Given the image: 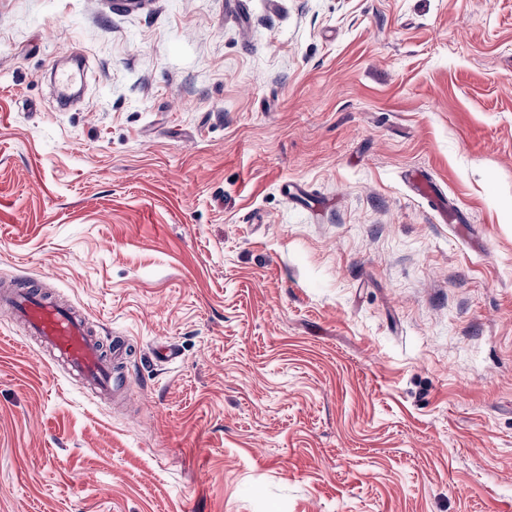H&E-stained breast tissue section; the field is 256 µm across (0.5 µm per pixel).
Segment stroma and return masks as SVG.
I'll use <instances>...</instances> for the list:
<instances>
[{
  "label": "stroma",
  "instance_id": "1",
  "mask_svg": "<svg viewBox=\"0 0 512 512\" xmlns=\"http://www.w3.org/2000/svg\"><path fill=\"white\" fill-rule=\"evenodd\" d=\"M13 282L0 512H512V0H0ZM0 306L24 321L42 348L98 397L112 399L128 389L129 377L116 365L130 353L122 337L113 339L108 354L83 316L34 288L2 290Z\"/></svg>",
  "mask_w": 512,
  "mask_h": 512
}]
</instances>
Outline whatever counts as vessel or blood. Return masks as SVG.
I'll use <instances>...</instances> for the list:
<instances>
[{"label": "vessel or blood", "mask_w": 512, "mask_h": 512, "mask_svg": "<svg viewBox=\"0 0 512 512\" xmlns=\"http://www.w3.org/2000/svg\"><path fill=\"white\" fill-rule=\"evenodd\" d=\"M0 306L24 321L42 348L98 397L109 399L127 390L129 377L117 367L130 351L122 337L104 350L83 316L33 288L1 291Z\"/></svg>", "instance_id": "b4317fda"}]
</instances>
